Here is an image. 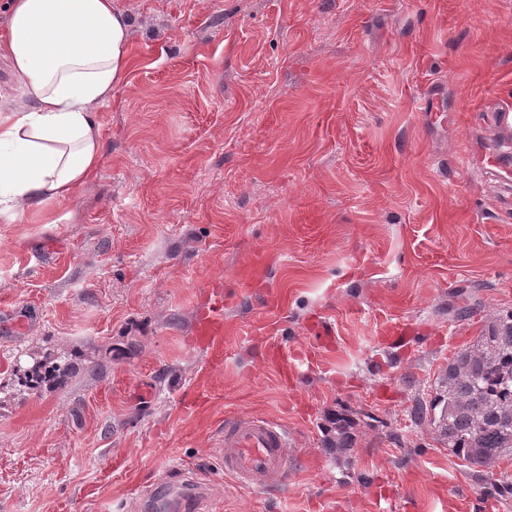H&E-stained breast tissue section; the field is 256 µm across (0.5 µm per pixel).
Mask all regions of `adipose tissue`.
<instances>
[{
    "mask_svg": "<svg viewBox=\"0 0 512 512\" xmlns=\"http://www.w3.org/2000/svg\"><path fill=\"white\" fill-rule=\"evenodd\" d=\"M112 0H11L0 57L32 99L0 109V213L70 198L103 155L94 109L128 66Z\"/></svg>",
    "mask_w": 512,
    "mask_h": 512,
    "instance_id": "ef3b65f1",
    "label": "adipose tissue"
}]
</instances>
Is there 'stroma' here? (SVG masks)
Returning <instances> with one entry per match:
<instances>
[{"label": "stroma", "instance_id": "obj_1", "mask_svg": "<svg viewBox=\"0 0 512 512\" xmlns=\"http://www.w3.org/2000/svg\"><path fill=\"white\" fill-rule=\"evenodd\" d=\"M129 68L97 106L104 152L70 199L0 215V512H370L387 497L512 512L428 418L448 362L512 313V211L472 165V124L417 110L512 103V0H113ZM268 276L240 292L256 249ZM223 285L224 400L179 403L202 368L197 297ZM285 297L275 313L262 298ZM325 318L333 348L309 331ZM415 349L384 344L394 319ZM317 351L284 388L256 345ZM112 365L90 367L104 348ZM28 354L70 377L29 386ZM288 426V480L235 487L224 414ZM351 445H336V421Z\"/></svg>", "mask_w": 512, "mask_h": 512}]
</instances>
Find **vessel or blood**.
<instances>
[{"label": "vessel or blood", "mask_w": 512, "mask_h": 512, "mask_svg": "<svg viewBox=\"0 0 512 512\" xmlns=\"http://www.w3.org/2000/svg\"><path fill=\"white\" fill-rule=\"evenodd\" d=\"M485 125L500 144L512 142V108L490 105L486 108ZM476 168L490 175L501 189L496 201L502 207L512 206V154L501 149L479 148L473 156ZM269 270L267 256L252 252L239 266L235 278L239 286H252ZM383 339L394 348L415 345L409 324L396 322L387 326ZM191 342L203 349L207 365L219 370L224 366V293L210 289L200 295L196 305ZM265 357L271 361L280 379L295 375L301 361L299 354L278 345H270ZM223 397L205 383L199 384L192 396L184 398L185 412L197 415L222 403ZM288 431L274 418L259 414L231 413L224 417V439L221 448L224 474L246 488H265L281 483L287 475Z\"/></svg>", "instance_id": "vessel-or-blood-1"}]
</instances>
